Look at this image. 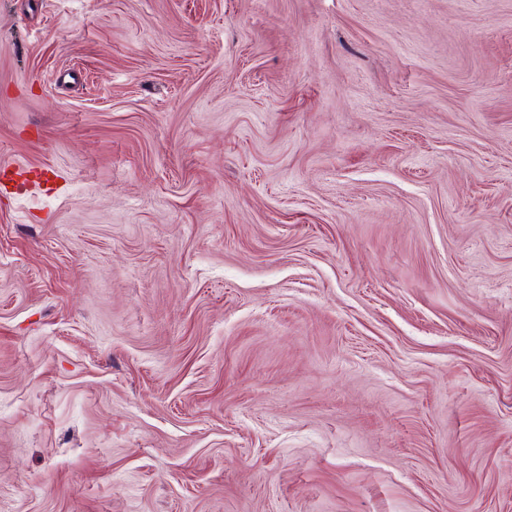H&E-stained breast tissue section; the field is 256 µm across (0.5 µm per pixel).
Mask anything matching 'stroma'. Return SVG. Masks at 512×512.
<instances>
[{"label": "stroma", "instance_id": "35a3bbf8", "mask_svg": "<svg viewBox=\"0 0 512 512\" xmlns=\"http://www.w3.org/2000/svg\"><path fill=\"white\" fill-rule=\"evenodd\" d=\"M0 512H512V0H0Z\"/></svg>", "mask_w": 512, "mask_h": 512}]
</instances>
